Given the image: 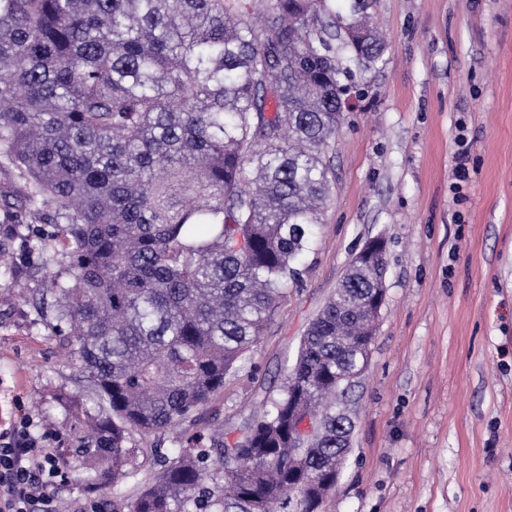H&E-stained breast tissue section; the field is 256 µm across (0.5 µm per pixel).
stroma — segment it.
<instances>
[{
  "mask_svg": "<svg viewBox=\"0 0 512 512\" xmlns=\"http://www.w3.org/2000/svg\"><path fill=\"white\" fill-rule=\"evenodd\" d=\"M367 2L387 48L352 78L299 276L223 392L164 437L234 436L270 409L309 322L381 235L386 300L342 401L350 450L324 512H512V0ZM83 386L61 337L0 277V430L24 419L71 445L64 405ZM69 477L68 512H112L111 488L88 493L76 463Z\"/></svg>",
  "mask_w": 512,
  "mask_h": 512,
  "instance_id": "stroma-1",
  "label": "stroma"
}]
</instances>
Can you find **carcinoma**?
Wrapping results in <instances>:
<instances>
[{
    "label": "carcinoma",
    "mask_w": 512,
    "mask_h": 512,
    "mask_svg": "<svg viewBox=\"0 0 512 512\" xmlns=\"http://www.w3.org/2000/svg\"><path fill=\"white\" fill-rule=\"evenodd\" d=\"M325 0H0V275L18 250L64 255L29 290L85 389V427L59 449L112 485V512H290L326 499L353 422L386 247L351 262L310 321L281 396L234 437L175 440L138 482L136 432L161 433L224 389L321 223L344 80L386 44L354 4ZM53 230L20 237L18 214Z\"/></svg>",
    "instance_id": "obj_1"
}]
</instances>
